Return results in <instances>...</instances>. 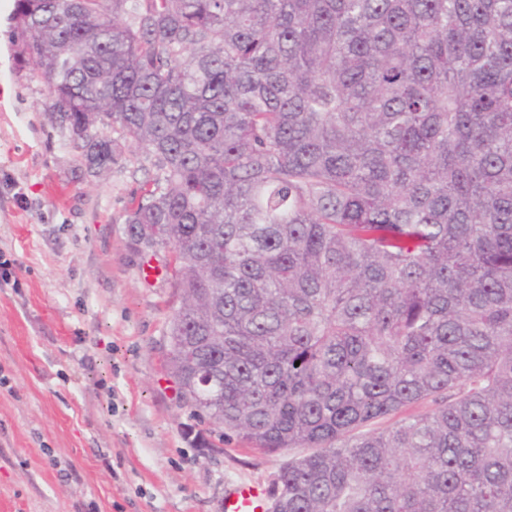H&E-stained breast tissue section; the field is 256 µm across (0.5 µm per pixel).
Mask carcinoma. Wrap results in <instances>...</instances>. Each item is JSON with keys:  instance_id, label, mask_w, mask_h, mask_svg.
Listing matches in <instances>:
<instances>
[{"instance_id": "1", "label": "carcinoma", "mask_w": 512, "mask_h": 512, "mask_svg": "<svg viewBox=\"0 0 512 512\" xmlns=\"http://www.w3.org/2000/svg\"><path fill=\"white\" fill-rule=\"evenodd\" d=\"M15 17L82 163L154 158L125 235L171 254L183 404L309 449L270 512H512V0Z\"/></svg>"}]
</instances>
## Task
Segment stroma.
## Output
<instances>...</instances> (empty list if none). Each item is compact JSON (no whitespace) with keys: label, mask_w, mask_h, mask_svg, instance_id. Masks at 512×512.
Wrapping results in <instances>:
<instances>
[{"label":"stroma","mask_w":512,"mask_h":512,"mask_svg":"<svg viewBox=\"0 0 512 512\" xmlns=\"http://www.w3.org/2000/svg\"><path fill=\"white\" fill-rule=\"evenodd\" d=\"M0 0V512H222L228 483L271 489L300 456L221 438L164 359L165 254L134 252L127 214L154 173L125 150L82 165Z\"/></svg>","instance_id":"obj_1"}]
</instances>
